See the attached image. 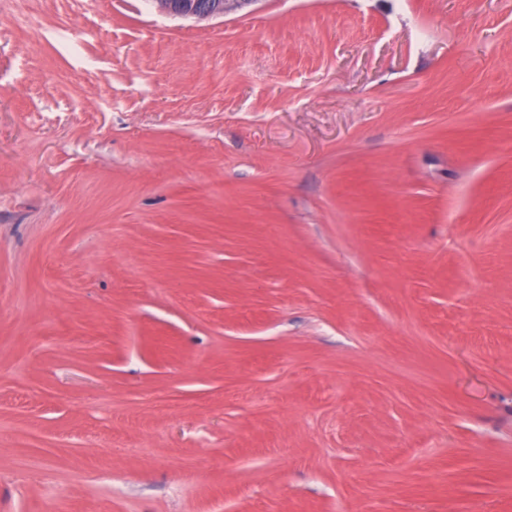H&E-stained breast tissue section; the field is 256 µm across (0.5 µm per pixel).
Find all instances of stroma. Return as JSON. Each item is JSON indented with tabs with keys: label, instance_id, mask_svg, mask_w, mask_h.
Returning <instances> with one entry per match:
<instances>
[{
	"label": "stroma",
	"instance_id": "35a3bbf8",
	"mask_svg": "<svg viewBox=\"0 0 512 512\" xmlns=\"http://www.w3.org/2000/svg\"><path fill=\"white\" fill-rule=\"evenodd\" d=\"M0 512H512V0H0ZM158 11L176 17L204 20L241 10L256 0H155Z\"/></svg>",
	"mask_w": 512,
	"mask_h": 512
}]
</instances>
